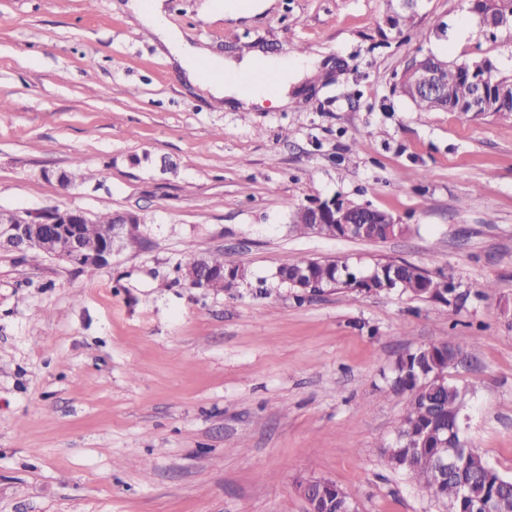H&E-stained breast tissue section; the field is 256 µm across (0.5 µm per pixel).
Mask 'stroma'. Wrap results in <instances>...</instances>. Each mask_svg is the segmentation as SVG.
I'll return each instance as SVG.
<instances>
[{"label": "stroma", "instance_id": "1", "mask_svg": "<svg viewBox=\"0 0 512 512\" xmlns=\"http://www.w3.org/2000/svg\"><path fill=\"white\" fill-rule=\"evenodd\" d=\"M113 2L0 0V208L142 220L92 275L0 250V512H307L311 478L356 512H443L381 448L407 408L398 356L448 340L461 435L512 479V113L419 112L394 90L429 54L512 78V28L486 31L470 0H276L216 22L166 0L215 53L323 56L294 106L228 110ZM76 159L89 180L46 179ZM334 196L408 230L293 231L292 209ZM210 253L248 282L178 280ZM306 259L407 261L464 300L277 287Z\"/></svg>", "mask_w": 512, "mask_h": 512}]
</instances>
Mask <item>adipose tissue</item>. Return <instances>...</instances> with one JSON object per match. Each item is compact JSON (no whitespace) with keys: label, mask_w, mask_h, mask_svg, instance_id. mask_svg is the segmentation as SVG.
<instances>
[{"label":"adipose tissue","mask_w":512,"mask_h":512,"mask_svg":"<svg viewBox=\"0 0 512 512\" xmlns=\"http://www.w3.org/2000/svg\"><path fill=\"white\" fill-rule=\"evenodd\" d=\"M125 8L154 33L190 83L210 100L249 104L269 99L285 106L315 66L310 58H270L259 53L221 57L192 43L169 20L163 0H127Z\"/></svg>","instance_id":"obj_1"}]
</instances>
